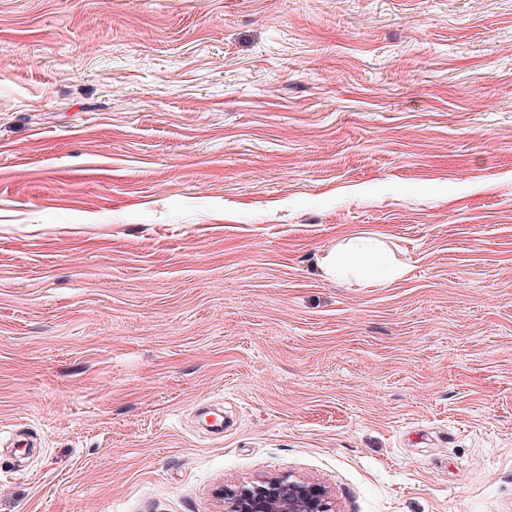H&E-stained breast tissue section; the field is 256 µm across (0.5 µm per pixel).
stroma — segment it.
Segmentation results:
<instances>
[{"label": "stroma", "mask_w": 512, "mask_h": 512, "mask_svg": "<svg viewBox=\"0 0 512 512\" xmlns=\"http://www.w3.org/2000/svg\"><path fill=\"white\" fill-rule=\"evenodd\" d=\"M280 476L512 512V0H0V512ZM355 236L347 241H359L355 249L347 251L342 245L331 250L324 258L323 263L328 274L343 275L348 272L366 280L394 281L404 274V269L392 263L387 251L376 239H362Z\"/></svg>", "instance_id": "35a3bbf8"}]
</instances>
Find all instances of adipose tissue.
Masks as SVG:
<instances>
[{
    "label": "adipose tissue",
    "mask_w": 512,
    "mask_h": 512,
    "mask_svg": "<svg viewBox=\"0 0 512 512\" xmlns=\"http://www.w3.org/2000/svg\"><path fill=\"white\" fill-rule=\"evenodd\" d=\"M328 274L333 276L354 273L367 280L390 282L404 273L402 267L392 263L387 251L377 240H361L353 250L336 247L323 259Z\"/></svg>",
    "instance_id": "ef3b65f1"
}]
</instances>
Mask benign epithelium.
Returning a JSON list of instances; mask_svg holds the SVG:
<instances>
[{
  "label": "benign epithelium",
  "instance_id": "obj_1",
  "mask_svg": "<svg viewBox=\"0 0 512 512\" xmlns=\"http://www.w3.org/2000/svg\"><path fill=\"white\" fill-rule=\"evenodd\" d=\"M222 500L224 512H332L323 489L285 477L226 488Z\"/></svg>",
  "mask_w": 512,
  "mask_h": 512
}]
</instances>
